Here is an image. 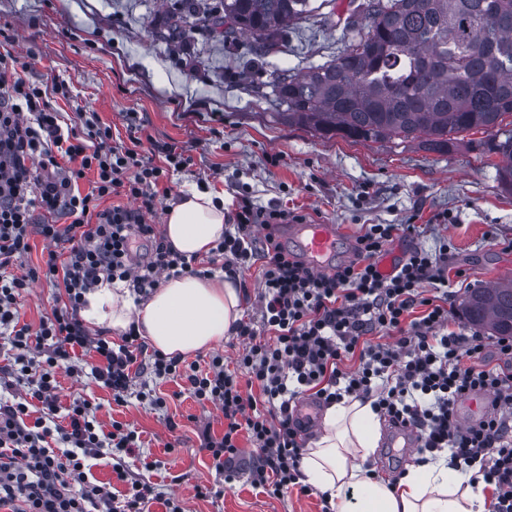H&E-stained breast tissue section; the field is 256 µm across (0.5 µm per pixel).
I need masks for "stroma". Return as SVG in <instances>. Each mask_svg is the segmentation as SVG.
Returning a JSON list of instances; mask_svg holds the SVG:
<instances>
[{"mask_svg": "<svg viewBox=\"0 0 512 512\" xmlns=\"http://www.w3.org/2000/svg\"><path fill=\"white\" fill-rule=\"evenodd\" d=\"M167 15L165 0H0V32L13 37L31 81L64 85L67 98L54 104L65 119L83 107L111 125L114 141H128L137 126L151 139L142 152L154 144L186 151L190 161L171 174L168 201L205 181L227 210L244 198L258 207L282 206L340 225L351 242L368 225L413 221L418 235L395 238L387 257L447 247L446 288L457 307L470 289L512 280V192L497 179L499 155L481 147L479 135L435 151L417 140L355 144L288 124L275 116L272 74L322 63L337 50L338 31L309 22L282 52L259 57L243 45L225 47L201 22L184 36L160 37ZM63 299V289L34 283L21 299L20 317L38 324ZM78 358L85 376L56 371L58 404L90 401L107 432L116 421L135 427L143 448L129 465L160 494L149 512H165L169 496L183 512H321L316 493L293 488L274 497L252 488L253 447L244 437L237 476L226 481L200 449L203 430L223 435L224 416L198 403L185 379L142 373L135 393L155 390L164 406L135 394L119 405L87 374L93 352ZM201 486L210 495L198 496Z\"/></svg>", "mask_w": 512, "mask_h": 512, "instance_id": "1", "label": "stroma"}]
</instances>
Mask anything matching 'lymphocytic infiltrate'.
Masks as SVG:
<instances>
[{
	"mask_svg": "<svg viewBox=\"0 0 512 512\" xmlns=\"http://www.w3.org/2000/svg\"><path fill=\"white\" fill-rule=\"evenodd\" d=\"M17 64L11 51L0 52V334L12 352L0 367V512H144L153 488L130 480L121 461L139 447V433L119 422L103 431L86 400L73 402L66 423H57L55 370L81 376L72 356L92 350V377L113 401L126 402L132 367L145 348L141 337L131 327L113 344L79 312L85 293L103 279L126 282L146 296L165 276L194 274L193 258L174 250L148 221L169 169L187 159L167 146L163 165L143 161L140 137L113 142L111 126L81 108L73 123L62 124L46 89L21 75ZM87 177L92 183L84 192L79 182ZM113 196L126 197V205L104 207ZM297 219L277 206L239 203L233 232L213 250L230 275L261 269V323L240 321L232 329L243 346L236 370L225 368L219 353L204 370L178 356L151 358L155 378L186 379L198 403L223 413V435L204 434L202 450L217 469L231 472L241 455L239 437L247 435L255 452L250 484L281 495L301 478L304 439L292 417L293 399L310 391L328 406L354 396L371 401L385 420L418 429L420 456L447 453L451 465L469 473L471 487L491 489V512H512V336L490 339L452 328L453 308L427 295L429 286L447 280L440 257L417 248L391 273L379 270L386 246L412 235L415 225H369L355 240L352 260L319 272L288 254L273 234ZM259 227L264 236H256ZM35 234L47 259L16 277L10 268L30 251ZM143 241L145 253L138 248ZM62 244L69 247L63 258L57 253ZM39 280L63 286L66 300L38 325L21 323L19 298ZM379 332L387 342H372ZM490 347L501 363H488ZM352 357L357 369L342 370ZM18 383L26 385V396L14 395ZM249 384L258 385L259 394L246 392ZM483 395L487 411L462 425L459 403ZM34 400L42 408L33 419ZM102 455L116 459L112 470L127 486L123 500L111 484L88 478L86 460Z\"/></svg>",
	"mask_w": 512,
	"mask_h": 512,
	"instance_id": "obj_1",
	"label": "lymphocytic infiltrate"
}]
</instances>
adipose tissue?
<instances>
[{"label": "adipose tissue", "instance_id": "adipose-tissue-1", "mask_svg": "<svg viewBox=\"0 0 512 512\" xmlns=\"http://www.w3.org/2000/svg\"><path fill=\"white\" fill-rule=\"evenodd\" d=\"M224 199L192 190L165 212L163 234L186 256L209 254L224 237ZM87 323L115 332L136 326L160 353L187 356L213 348L242 316L243 295L228 276L165 279L150 298L136 302L125 283L100 282L84 296ZM379 421L370 401L344 398L326 408L322 429L301 462L303 480L327 492L336 512H478L480 494L462 477L435 462L407 471L397 483L373 479L361 466L378 446ZM358 490L349 503L346 489Z\"/></svg>", "mask_w": 512, "mask_h": 512}]
</instances>
